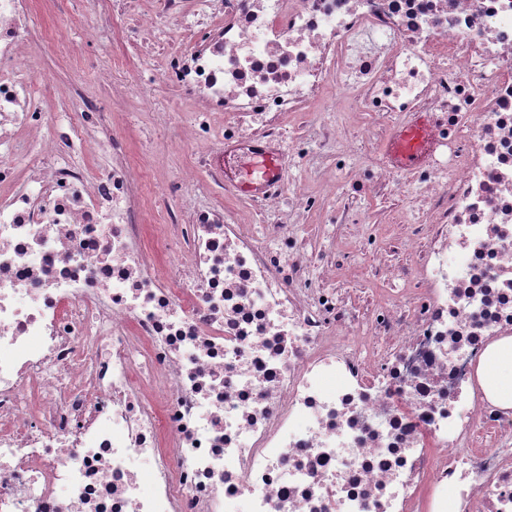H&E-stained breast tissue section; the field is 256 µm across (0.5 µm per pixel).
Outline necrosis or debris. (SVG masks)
<instances>
[{
    "label": "necrosis or debris",
    "instance_id": "necrosis-or-debris-1",
    "mask_svg": "<svg viewBox=\"0 0 512 512\" xmlns=\"http://www.w3.org/2000/svg\"><path fill=\"white\" fill-rule=\"evenodd\" d=\"M95 2L75 32L39 0L47 44L162 39L194 107L197 165L158 201L223 184L228 143L300 172L253 221L210 202L151 234L111 119L140 74L57 89L33 6L0 0V512H512V409L477 376L512 336V0ZM416 112L421 166L371 152L378 117ZM384 197L409 261L373 255L401 287L358 316L336 285L358 270L298 226Z\"/></svg>",
    "mask_w": 512,
    "mask_h": 512
}]
</instances>
